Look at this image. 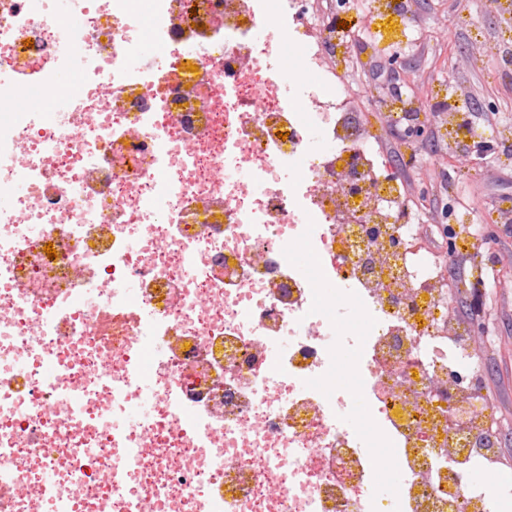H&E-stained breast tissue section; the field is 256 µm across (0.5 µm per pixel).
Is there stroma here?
Here are the masks:
<instances>
[{"mask_svg": "<svg viewBox=\"0 0 512 512\" xmlns=\"http://www.w3.org/2000/svg\"><path fill=\"white\" fill-rule=\"evenodd\" d=\"M448 3L427 0L418 23L407 27L398 22L390 30L375 27L368 0H351L343 14L351 53L337 89L354 100L372 129L381 130L370 149L382 169H389L393 157L405 150L387 131V113L374 108L371 92L383 86H395L405 98L429 106L459 102L470 93L494 99L493 121L471 117L473 128L487 138L497 137L502 125L512 123V73L503 70L496 54L500 41H512V32L499 18L486 16L484 0H463L455 12ZM389 49L400 50L403 61L393 74L379 65L381 51ZM433 135L440 140L441 129ZM401 178L422 250L445 253L435 217L446 204H454L463 220L456 250L464 255L460 269L465 276L451 282L450 293L459 296L470 286L469 275L480 273L486 287L480 315L488 336L475 362L482 396L491 407L489 422L504 437L500 453L512 459V232L499 233L489 245L481 236L484 224L512 210V167L503 168L496 158L460 156L440 140L437 152L418 155Z\"/></svg>", "mask_w": 512, "mask_h": 512, "instance_id": "35a3bbf8", "label": "stroma"}]
</instances>
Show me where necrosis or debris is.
Instances as JSON below:
<instances>
[{
	"mask_svg": "<svg viewBox=\"0 0 512 512\" xmlns=\"http://www.w3.org/2000/svg\"><path fill=\"white\" fill-rule=\"evenodd\" d=\"M53 2L0 0V68L35 78L0 83V192L27 187L0 211V512H500L480 346L452 268L388 246L406 187L326 79L350 51L335 22L75 0L72 28ZM148 19L166 63L141 60ZM133 280L138 315L101 332Z\"/></svg>",
	"mask_w": 512,
	"mask_h": 512,
	"instance_id": "4bbe7bcc",
	"label": "necrosis or debris"
}]
</instances>
